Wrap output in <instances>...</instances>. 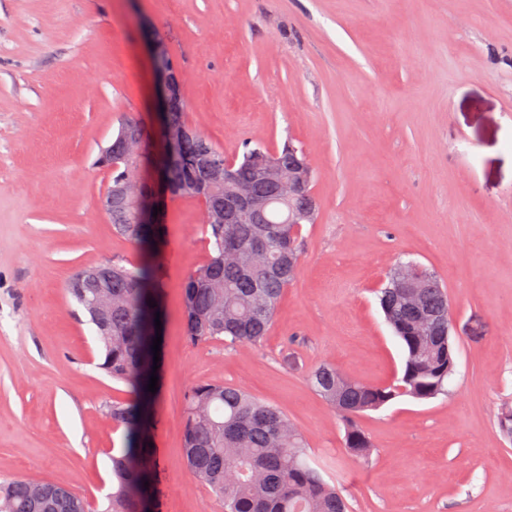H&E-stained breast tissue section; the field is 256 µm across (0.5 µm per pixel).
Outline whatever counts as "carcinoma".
I'll return each instance as SVG.
<instances>
[{
    "label": "carcinoma",
    "mask_w": 512,
    "mask_h": 512,
    "mask_svg": "<svg viewBox=\"0 0 512 512\" xmlns=\"http://www.w3.org/2000/svg\"><path fill=\"white\" fill-rule=\"evenodd\" d=\"M183 99L169 103L164 122L186 128ZM140 130L144 148L129 159L117 142L129 129ZM224 155L215 144L196 133L180 142L179 161L171 165L150 149V134L136 119L125 120L112 137V153H100L99 168L111 172L117 187L136 176L146 185L141 210L117 194L105 191L103 208L113 231L136 243L149 259L126 267L112 262V311L101 315L96 302L103 292L100 280L78 269L67 281L71 297L83 307L95 327L100 348L98 368L130 388L134 399L107 406L112 422L124 430L120 447L112 449V493L98 512H143L146 505L161 512L162 470L159 449L149 446L153 426L147 411L154 394L147 390L153 372V339L157 337L153 304L159 302L164 282V212L153 213L156 203L145 165L165 181L171 196L182 198V188L208 186L209 174L199 165L205 155ZM271 163L283 170L301 169L295 149L285 145L275 152L259 144L244 145L241 160L232 161L231 178L217 189L212 203L224 205L237 188L248 185L264 201L258 218L237 224H205L203 239L207 259L183 285L186 336L192 342L210 340L230 344L260 342L269 332L283 295L297 272L289 262L301 254V223L318 214L313 189L291 201L260 176ZM409 269L396 265L380 288L379 303L385 320L403 350L401 377L395 385H371L351 380L336 367L323 364L309 373L311 387L344 420V448L364 459L371 442L358 425L368 411L384 407L399 395L426 401L447 392L454 371L448 359V319L422 332L418 313L438 311L448 303L445 286L435 279L416 277L419 311L402 300L397 283ZM184 455L190 472L224 504V512H348V503L324 478L308 452L300 430L276 406L247 391L224 383L191 386L185 396ZM149 486H144V483ZM0 512H90L87 500L61 483L27 478L0 481Z\"/></svg>",
    "instance_id": "1"
}]
</instances>
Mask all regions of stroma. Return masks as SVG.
<instances>
[{"instance_id": "1", "label": "stroma", "mask_w": 512, "mask_h": 512, "mask_svg": "<svg viewBox=\"0 0 512 512\" xmlns=\"http://www.w3.org/2000/svg\"><path fill=\"white\" fill-rule=\"evenodd\" d=\"M167 37L189 125L302 147L319 202L302 262L257 345L190 343L182 285L206 258L202 209L169 201L161 381L150 409L165 512H224L183 454V395L231 383L304 434L349 512H512V0H0V480L112 491L132 394L98 369L68 278L141 254L112 232L94 160L120 124L157 123L149 32ZM448 289L455 372L427 401L361 416L368 460L308 383L330 363L392 383L403 355L376 290L395 260Z\"/></svg>"}]
</instances>
